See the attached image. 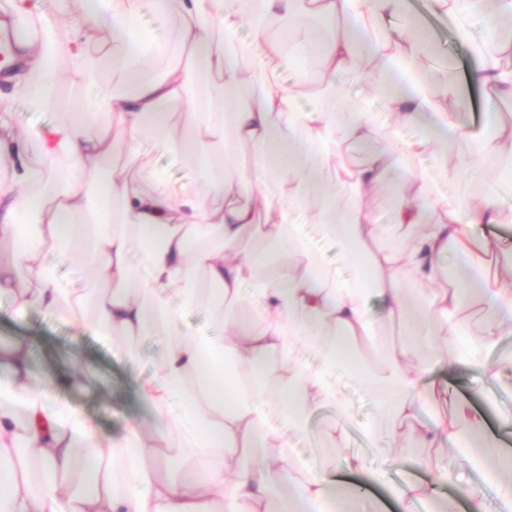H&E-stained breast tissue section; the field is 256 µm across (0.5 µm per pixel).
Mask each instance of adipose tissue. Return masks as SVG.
Returning <instances> with one entry per match:
<instances>
[{
	"label": "adipose tissue",
	"instance_id": "adipose-tissue-1",
	"mask_svg": "<svg viewBox=\"0 0 512 512\" xmlns=\"http://www.w3.org/2000/svg\"><path fill=\"white\" fill-rule=\"evenodd\" d=\"M437 3L460 21L457 36L478 61L467 80L487 107L512 98V40L499 36L512 0ZM57 7L70 26L69 66L56 69L53 32L44 29L23 46L30 77L23 89L41 106L64 110V119L38 131L32 150L0 114V164L17 177L16 187L0 189V245L21 244L0 267V295L19 314L41 309L82 322L129 359L150 338L169 345L156 377L139 387L151 425L113 438L58 395L79 384L77 374L31 387V345L0 344V368L10 372L0 381V512H271L276 499L280 512H366L361 489L342 485L329 466L292 457L270 424L275 416L306 431L324 408L342 416L335 378L345 370L371 398L376 418L364 433L382 444L386 461L413 439L439 447L414 461L438 479L458 452L493 473L512 466L468 401L447 417L427 410L439 368L470 370L482 386L502 362L512 363V354H497L512 335V282L483 276L490 254L512 273V251L486 233L512 223L494 178L512 172V123L478 127L449 109L457 76L448 72L438 89L428 84L402 0H57ZM173 11L181 23L176 47L134 37L144 15L163 20ZM313 16L329 24L311 34ZM473 18L483 27L478 42ZM245 23L248 41L240 37ZM96 28L109 31L111 51L91 53ZM287 50L315 62L291 87L272 65ZM164 56V71L145 77L143 65ZM343 75L386 100L395 117L387 133L367 101L340 84ZM116 76L131 93L113 90ZM77 83L95 87L96 111L72 102ZM320 92L333 95V107H299ZM179 112L191 119L177 132ZM409 125L420 129L416 140L401 135ZM145 134L187 160L205 146L208 195L192 181L176 192L159 180L146 185L149 162L133 152L106 183L104 209L94 208L101 161ZM379 136L381 147L347 161L350 146ZM425 152L435 164L409 169L398 186L394 226L402 239L389 240L369 196L396 163ZM447 178L465 185L454 206L437 200V182ZM271 181L279 196L266 192ZM308 213L340 243L344 261L367 267L369 281L346 278L320 258L301 224ZM51 243L89 265L91 288L76 291L47 273L42 254ZM268 244L279 259L259 264L256 253ZM135 248L143 278L129 262ZM450 256L466 277L447 285ZM19 267L25 280L11 275ZM171 288L182 307L169 304ZM369 292L382 298L383 320L410 323L406 340L378 333L365 307ZM477 304L496 315L468 338L462 312ZM186 307L206 308L222 335L185 329ZM304 351L317 367L302 362ZM418 351L427 363H413ZM356 352L365 368L352 369Z\"/></svg>",
	"mask_w": 512,
	"mask_h": 512
}]
</instances>
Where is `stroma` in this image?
I'll return each mask as SVG.
<instances>
[{"label": "stroma", "mask_w": 512, "mask_h": 512, "mask_svg": "<svg viewBox=\"0 0 512 512\" xmlns=\"http://www.w3.org/2000/svg\"><path fill=\"white\" fill-rule=\"evenodd\" d=\"M407 10L419 22L428 40L453 65L459 77H466L476 61L470 44L456 37L457 19L437 10L433 0H407ZM0 94L11 99L13 122L19 128L41 130L61 117L60 111L32 102L13 82L0 81ZM134 148L150 160L155 173L162 175L170 187H179L195 176L179 157L158 147L150 137L137 140ZM16 340L26 341L35 347L29 368L32 386H41L58 369L83 373V384L64 390L63 397L74 408L91 417L104 433L120 437L132 428L150 425V409L139 399L137 386L156 376L157 361L167 346L164 338L146 341L141 358L132 362L116 354L108 342L69 320L41 310L17 315L10 298L0 295V343ZM440 376L448 394L438 397L433 405L434 413L450 414L454 398L468 397L484 416L487 429L494 433L502 432L503 416L512 414V369L503 370L499 381L480 391L474 389L472 375L464 370L444 369ZM337 385L349 407L345 439L333 443L325 438V424L335 417L334 410L326 408L314 418L309 432L289 433L288 439L295 453L310 461L322 456L335 460L338 478L366 483L369 512H401V504L395 496L396 487L408 480L427 482L431 479L429 473L413 465L414 459L426 456V449L416 442H408L403 451V465L382 473V480H374V473H380L379 458L375 447L365 438L363 427L373 418L375 408L370 398L352 385L347 377L338 376ZM355 455L362 458V468H346V460ZM466 483L477 489L478 500L461 495L459 488ZM441 495L445 512H472L477 503L481 504L484 512H512L497 499L491 479L473 465L466 464L449 472L442 483Z\"/></svg>", "instance_id": "stroma-1"}]
</instances>
